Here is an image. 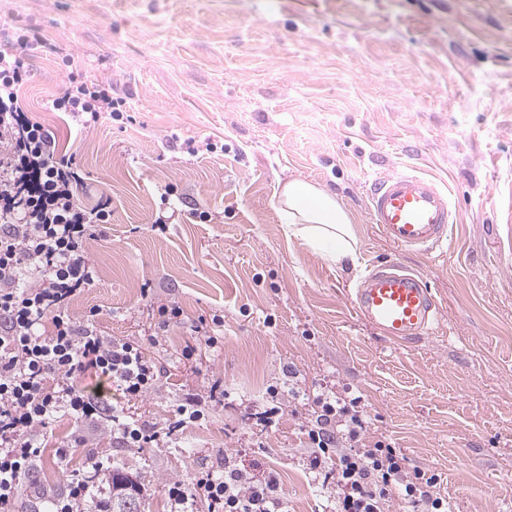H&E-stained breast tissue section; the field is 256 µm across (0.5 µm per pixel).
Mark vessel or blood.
<instances>
[{
  "label": "vessel or blood",
  "instance_id": "1",
  "mask_svg": "<svg viewBox=\"0 0 512 512\" xmlns=\"http://www.w3.org/2000/svg\"><path fill=\"white\" fill-rule=\"evenodd\" d=\"M371 223L394 247L434 253L448 245L457 216L446 188L412 171L374 176L367 184ZM356 314L385 339L406 342L427 335L437 303L424 279L391 262L357 284Z\"/></svg>",
  "mask_w": 512,
  "mask_h": 512
}]
</instances>
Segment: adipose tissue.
Wrapping results in <instances>:
<instances>
[{"label":"adipose tissue","mask_w":512,"mask_h":512,"mask_svg":"<svg viewBox=\"0 0 512 512\" xmlns=\"http://www.w3.org/2000/svg\"><path fill=\"white\" fill-rule=\"evenodd\" d=\"M279 205L290 236L321 250L329 261L354 258L352 218L336 196L312 182L292 179L283 185Z\"/></svg>","instance_id":"adipose-tissue-1"}]
</instances>
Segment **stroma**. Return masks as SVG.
Here are the masks:
<instances>
[{
	"instance_id": "stroma-1",
	"label": "stroma",
	"mask_w": 512,
	"mask_h": 512,
	"mask_svg": "<svg viewBox=\"0 0 512 512\" xmlns=\"http://www.w3.org/2000/svg\"><path fill=\"white\" fill-rule=\"evenodd\" d=\"M16 27L54 47L21 54L19 106L82 170L78 205L111 200L90 246L99 279L72 314L95 312L103 335L142 345L163 334L147 351L159 387L131 413L165 422L203 382L229 397L166 448H123L58 418L14 512H46L44 494L100 448L137 481L142 512H170L166 484L224 452L256 478L275 474L288 512H327L304 465L303 401L267 433L248 417L276 382L362 397L366 440L437 474L454 512H512V230L499 202L512 182V0H0V28ZM73 80L109 82L122 119L82 131L48 111ZM204 138L213 151L191 154ZM397 171L446 185L459 222L444 255L396 251L370 223L368 180ZM292 178L343 203L355 259L329 262L286 235L278 199ZM163 216L167 232L154 231ZM387 261L437 301L420 342L385 341L350 303ZM170 303L183 314L162 321ZM202 320L217 348L199 344ZM77 433L87 447L59 456Z\"/></svg>"
}]
</instances>
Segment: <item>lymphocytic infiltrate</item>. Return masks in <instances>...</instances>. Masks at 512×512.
Here are the masks:
<instances>
[{
	"mask_svg": "<svg viewBox=\"0 0 512 512\" xmlns=\"http://www.w3.org/2000/svg\"><path fill=\"white\" fill-rule=\"evenodd\" d=\"M41 46L26 33L0 30V512H11L40 455L37 435L57 414L80 425L111 423L126 448H162L186 423L207 417L220 388L215 382L188 393L177 417L159 424L77 386V378L94 373L131 401L155 389L159 370L145 345L101 335L93 317L70 313L73 299L99 278L89 247L111 209L106 198L91 213L77 205L79 169L57 156L54 133L18 105L17 53ZM48 107L86 129L112 118L118 104L109 85L79 82ZM368 418L361 398L329 390L312 399L306 465L335 494L336 512H385L396 493L414 512H451L435 474L409 467L388 441L364 447ZM165 491L174 512H195L201 501L207 512H284L275 480L255 479L229 456Z\"/></svg>",
	"mask_w": 512,
	"mask_h": 512,
	"instance_id": "f902f5d3",
	"label": "lymphocytic infiltrate"
}]
</instances>
